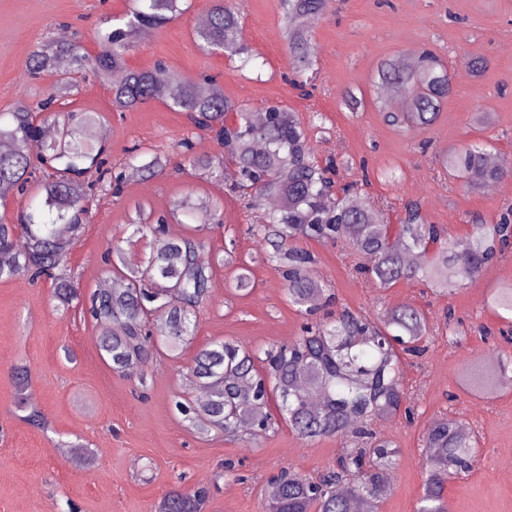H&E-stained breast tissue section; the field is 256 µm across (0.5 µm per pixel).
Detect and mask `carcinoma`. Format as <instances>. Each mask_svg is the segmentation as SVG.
I'll use <instances>...</instances> for the list:
<instances>
[{"mask_svg": "<svg viewBox=\"0 0 512 512\" xmlns=\"http://www.w3.org/2000/svg\"><path fill=\"white\" fill-rule=\"evenodd\" d=\"M283 39L293 72L303 76L314 69L310 22L322 16L329 0H280ZM191 0H136L120 21L98 32L99 51L91 55L82 41L48 39L31 53L27 77L32 81L53 78L51 92L33 104L22 98L10 112L0 114V184L27 194L36 174H42L38 200L21 210L15 224L0 223V280L20 275L49 280L58 305L68 308L80 299L79 286L66 274L65 264L75 240L84 229L87 202L98 191L117 197L123 176L112 172L105 143L85 137L99 120L96 112H60L62 95L90 78L106 86L112 111L127 112L154 100L157 80L166 82L167 106L188 115L198 129L213 132L224 155L216 159L188 158L189 164L210 178L221 176L224 163L237 170L230 191L260 209H268L266 222L248 227L270 250L265 259L284 268L288 298L306 308L309 316L332 304L327 286L311 280L307 268L313 254L300 243L321 244L345 239L359 256L372 258L364 268L372 281L389 288L404 280L421 278L443 294H450L477 276L498 254L512 245V211L497 224L470 225L465 251L455 249L443 228L428 224L421 206L410 201L397 224H387L372 205L350 200L351 188H337L334 165H319L309 136L295 113L277 105L266 108L262 122L224 96L212 79L201 85L158 63L149 70H131L126 59L137 39L185 14ZM207 24L197 32L202 47L238 59L240 68L253 59L242 34L241 16L224 0H208ZM65 56L69 67L55 68ZM416 62L403 67L383 61L373 79L375 104L384 121L393 127L431 125L448 96V69L432 51L414 53ZM56 126V136L43 137V126ZM485 150L467 144L449 152L443 166L457 172L470 187L486 186L512 170L492 167ZM166 169L157 154L144 160L141 172L155 176ZM194 216L209 225L217 210H199L192 199L175 203L171 215ZM168 217L142 214L132 223V236L150 240L151 250L142 261L129 264L119 248L107 260L111 271L125 282L122 288L96 290L89 297L86 316L104 329L97 345L116 372H129L149 352L181 350L193 336L191 316L209 297L212 261L201 255L193 237H164ZM23 248L17 247L19 237ZM448 265L454 279L441 278ZM494 309L512 313V287L497 288L487 299ZM427 321L421 310L401 306L371 318L343 311L327 313L323 320L306 323L302 336L292 343L272 347L259 355L230 342H214L199 349L192 377L209 392L204 404L173 400V409L202 435L217 427L251 437L271 428L267 412L271 400L283 419L304 440L350 434L335 469L318 479L282 468L264 489L263 512H378L389 492L386 474L397 450L377 437L374 422L413 412L403 407L402 356L426 352ZM505 362L491 365L480 383L492 394L508 378ZM16 406L28 411L24 389L28 372H14ZM422 465L426 480L417 512H448L444 495L448 479L470 472L479 453L476 434L460 432L459 419L440 415L423 435ZM208 491L204 486L172 488L157 502L155 512H205Z\"/></svg>", "mask_w": 512, "mask_h": 512, "instance_id": "cac0c4a2", "label": "carcinoma"}]
</instances>
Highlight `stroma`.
Instances as JSON below:
<instances>
[{
  "mask_svg": "<svg viewBox=\"0 0 512 512\" xmlns=\"http://www.w3.org/2000/svg\"><path fill=\"white\" fill-rule=\"evenodd\" d=\"M259 78L244 77L235 62L205 51L196 38L205 0L162 29L141 38L128 54L132 70L164 61L190 81L218 78L225 95L251 111L278 104L307 122L323 116L308 133L319 161H335L338 186L351 185L390 223H398L407 201H420L429 223L442 226L452 242L468 238L478 219L496 223L512 207V174L506 187L468 188L442 167L448 150L479 144L498 164L512 163V0H331L312 24L316 71L310 96L292 88L288 51L282 36L280 0H232ZM131 0H0V113L19 96L42 98L47 82L26 77L28 57L38 43L61 31L79 33L89 52L94 35L109 19L123 16ZM429 48L448 68L451 88L432 125L395 129L376 112L371 80L386 59ZM485 58L481 72L471 59ZM354 91L357 109L342 94ZM68 109L96 112L108 130L104 142L115 171L124 178L120 197L96 193L85 232L68 267L82 291L107 281L102 256L120 244L128 262L141 260L144 242L129 241L128 224L136 207L166 214L184 196L209 209L219 206L223 225L201 234L203 253L215 257L208 301L196 312L194 335L177 357L154 354L136 374L115 373L101 358L99 330L78 308L62 309L48 282L26 276L0 281V512H154L174 486L206 485L208 512H262L264 486L284 466L314 476L335 467L348 437L301 439L286 422L257 439L212 429L199 435L176 413L172 402L196 399L189 372L199 348L231 341L254 350L293 342L304 322L285 291L281 271L264 259L265 245L248 234L259 210L246 208L228 193L232 177L211 181L184 166L177 143L191 137V153L220 152L211 135L193 130L184 113L156 99L128 112H113L106 88L89 80L70 95ZM170 156L172 166L144 178L129 165L133 146ZM369 182H362L360 162ZM315 256L319 281L332 288L336 306L375 316L393 306L411 305L425 315L428 349L403 363L406 403L415 415L397 414L376 433L399 450L390 471L391 491L380 512H415L426 474L421 465L422 436L430 421L448 413L465 418L480 438L473 471L449 480L448 512H512V479L501 473L512 460V382L487 396L463 384L464 370L512 359V341L500 333L503 320L487 304L494 288L512 283V249L449 295L435 294L421 280L379 288L356 272L361 256L348 242H306ZM249 273L241 290L236 280ZM465 330L449 343L446 313ZM26 366L30 406L46 429L31 426L15 405L12 374ZM85 445L94 468L65 460L58 441ZM233 470H226V463Z\"/></svg>",
  "mask_w": 512,
  "mask_h": 512,
  "instance_id": "1",
  "label": "stroma"
}]
</instances>
